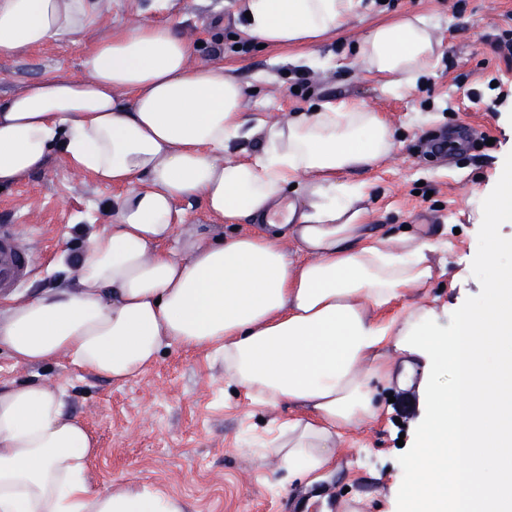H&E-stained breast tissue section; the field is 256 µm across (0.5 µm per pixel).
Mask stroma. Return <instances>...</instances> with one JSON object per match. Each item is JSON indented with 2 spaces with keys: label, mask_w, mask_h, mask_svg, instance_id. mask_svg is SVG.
<instances>
[{
  "label": "stroma",
  "mask_w": 512,
  "mask_h": 512,
  "mask_svg": "<svg viewBox=\"0 0 512 512\" xmlns=\"http://www.w3.org/2000/svg\"><path fill=\"white\" fill-rule=\"evenodd\" d=\"M238 0H170L168 10L137 12L128 0H102V25L171 23L190 44L194 64L223 63L251 90L245 109L284 122L312 103L356 98L380 112L396 131L391 155L359 173L370 193L368 223L405 224L410 232L448 242L446 275L428 288L439 304L482 296V280L450 287L459 258H477L483 240L468 215L493 173L506 138L488 86L496 75L512 80V62L500 58L489 35L512 29V0H396L387 10L363 0L359 15L335 37L317 45L335 57V68L298 69L286 50L235 44L241 22ZM406 13L438 25L442 56L434 75L394 92L355 62L349 51L373 23ZM84 44L60 40L22 58L0 56V95L14 93L48 73L80 75ZM432 135L455 137L462 148L436 157L423 144ZM111 189L95 185L64 163L0 190V225H12L32 255L33 272L13 296L21 300L52 287L62 271L51 263L60 248L86 244L90 203H104ZM0 380L37 381L65 388L68 408L93 433L100 452L90 474L96 486L139 479L184 498L188 512H394L392 485L406 476L409 445L421 418L415 387L383 384L380 421L351 431L336 459L337 471L315 483L279 484L276 457L254 445L256 437L287 418L288 406L251 403L224 386L220 365L206 353L171 347L139 377L115 384L76 371L66 358L16 367L0 351Z\"/></svg>",
  "instance_id": "stroma-1"
}]
</instances>
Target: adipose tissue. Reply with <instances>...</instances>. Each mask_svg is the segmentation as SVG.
<instances>
[{
  "label": "adipose tissue",
  "instance_id": "adipose-tissue-1",
  "mask_svg": "<svg viewBox=\"0 0 512 512\" xmlns=\"http://www.w3.org/2000/svg\"><path fill=\"white\" fill-rule=\"evenodd\" d=\"M363 0H240L245 38L274 48L335 36ZM102 0H0V55L89 38L78 78L46 75L0 96V187L65 161L112 188L111 224L61 250L56 286L0 302V348L14 365L66 356L124 383L176 345L207 350L252 402L288 405L270 443L288 477L320 480L345 431L377 421L394 350L419 357L424 421L401 487L402 512H512V166L478 210L484 251L458 276L484 295L450 325L415 298L435 279L442 239L366 222L365 183L394 129L356 101L322 102L283 123L245 111L247 88L223 64L194 65L166 23L101 27ZM442 42L411 13L373 25L352 54L393 89L428 75ZM259 137L253 154L238 152ZM229 227L181 241L186 203ZM290 248H283L282 240ZM66 391L0 384V512H187L134 479L90 484L98 444Z\"/></svg>",
  "mask_w": 512,
  "mask_h": 512
}]
</instances>
